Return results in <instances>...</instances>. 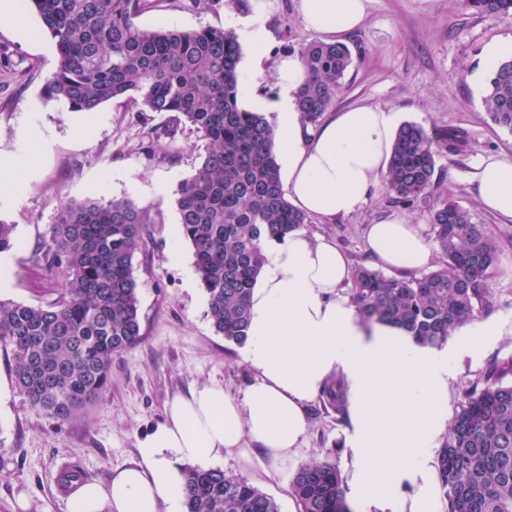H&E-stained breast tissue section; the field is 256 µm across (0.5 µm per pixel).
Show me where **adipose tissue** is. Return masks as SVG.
<instances>
[{"instance_id":"adipose-tissue-1","label":"adipose tissue","mask_w":512,"mask_h":512,"mask_svg":"<svg viewBox=\"0 0 512 512\" xmlns=\"http://www.w3.org/2000/svg\"><path fill=\"white\" fill-rule=\"evenodd\" d=\"M369 3L298 0V10L309 29L336 38L362 24ZM274 77L279 93L260 107L275 115L289 199L309 215L361 211L388 171L398 112L350 108L311 133L296 109L295 93L306 79L300 58L281 57ZM475 181L484 205L512 219V159H481ZM367 242L393 269L433 261L428 242L400 218L369 225ZM265 256L242 349L255 383L239 400L214 383L175 397L165 421L140 440L137 460L107 485H81L67 512H184L187 464L223 459L248 440L274 458L292 456L308 431L306 403L336 374L346 384L352 463L342 480L349 495L366 512H435L439 487L429 451L448 430L457 353L478 345V331L461 330L435 349L391 326L365 330L337 294L351 269L324 237L296 231L266 242Z\"/></svg>"}]
</instances>
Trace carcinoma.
Returning a JSON list of instances; mask_svg holds the SVG:
<instances>
[{"mask_svg": "<svg viewBox=\"0 0 512 512\" xmlns=\"http://www.w3.org/2000/svg\"><path fill=\"white\" fill-rule=\"evenodd\" d=\"M56 52L43 94L73 112L124 99L139 112L167 117L153 129L175 138L181 125L206 143L195 173L175 191L182 234L208 298L215 331L247 340L250 293L265 262L263 244L308 223L285 198L274 152L275 129L262 112L239 103L240 46L230 30L141 27L146 0H29ZM477 13L512 12V0H466ZM296 93L303 124L316 127L332 107L352 56L339 43L312 41ZM484 104L491 121L512 133V58L489 75ZM457 130L429 135L415 123L396 133L386 174L402 202L425 196L436 160L461 151ZM146 210L130 199L64 204L48 254L65 277L63 296L46 307L0 302V346L15 387L33 405L65 421L103 394L112 358L143 339L133 259L146 246ZM436 269L408 278L360 267L352 303L367 325H393L425 346L441 347L489 305L487 282L498 258L494 235L456 202L432 211ZM18 247L15 226L0 219V253ZM345 383L331 379L324 403L345 414ZM447 512H512V358L493 362L465 391L437 450ZM186 512H280L274 498L243 476L219 468L184 469ZM298 512H352L341 474L329 459L300 465L291 479Z\"/></svg>", "mask_w": 512, "mask_h": 512, "instance_id": "cac0c4a2", "label": "carcinoma"}]
</instances>
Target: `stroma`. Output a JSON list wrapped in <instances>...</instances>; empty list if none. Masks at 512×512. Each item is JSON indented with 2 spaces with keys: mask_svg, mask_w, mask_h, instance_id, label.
Here are the masks:
<instances>
[{
  "mask_svg": "<svg viewBox=\"0 0 512 512\" xmlns=\"http://www.w3.org/2000/svg\"><path fill=\"white\" fill-rule=\"evenodd\" d=\"M15 11L25 31L0 26V163L33 146L39 160L19 189L0 193V219L14 225L19 242L10 253L12 285L0 289V301L46 306L60 297L63 279L50 266L47 246L63 204L86 200L94 191L105 199H134L150 218L146 247L133 260L144 339L113 359L108 388L97 403L66 421L51 418L15 388L9 356L0 350V512H67L71 492L61 481L64 470L73 467L84 481L107 484L116 468L137 460L139 441L165 421L174 397L216 383L239 398L256 375L240 346L215 332L202 285L187 283L194 256L190 244L172 234L179 221L173 196L150 193L158 178L175 187L191 176L204 141L187 129L173 140L153 137L150 130L162 116L131 111L121 100L85 113L89 131L78 135L68 106L42 94L57 57L38 17L20 5ZM138 22L179 31L210 26L259 32V41L240 43L239 102L248 110L277 96L275 61L301 55L316 38L297 0H222L207 11L192 0H150ZM511 38L512 14L487 18L464 0H371L360 29L342 38L353 63L333 111L389 107L401 121L432 135L462 131L466 144L438 157L426 197L397 202L381 181L361 212L314 216L304 227L333 240L352 267L376 270L380 264L367 249L366 230L382 219L402 218L429 240L432 207L450 198L475 223L487 225L499 243V258L488 281L491 303L473 322L483 333L481 342L456 358L449 386L456 410L491 362L512 357V219L488 211L474 181L479 158L512 159V134L491 122L483 103L486 51ZM176 250L182 262L172 260ZM307 415L308 433L288 460L273 459L255 444L248 455H225L217 468L248 478L276 500L280 512H296L290 480L301 463L328 458L342 470L351 461L346 421L319 397L308 403ZM22 498L28 502L24 511L18 506Z\"/></svg>",
  "mask_w": 512,
  "mask_h": 512,
  "instance_id": "obj_1",
  "label": "stroma"
}]
</instances>
